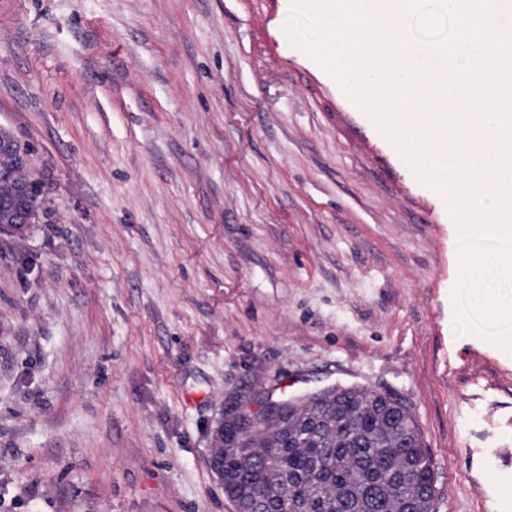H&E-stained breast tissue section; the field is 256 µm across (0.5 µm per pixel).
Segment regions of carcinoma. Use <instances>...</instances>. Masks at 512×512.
Here are the masks:
<instances>
[{"instance_id": "cac0c4a2", "label": "carcinoma", "mask_w": 512, "mask_h": 512, "mask_svg": "<svg viewBox=\"0 0 512 512\" xmlns=\"http://www.w3.org/2000/svg\"><path fill=\"white\" fill-rule=\"evenodd\" d=\"M42 183L25 201L0 181V228L24 206L41 207ZM265 492L260 512H435L431 457L411 410L366 389L340 388L288 403L248 427L224 418V495Z\"/></svg>"}]
</instances>
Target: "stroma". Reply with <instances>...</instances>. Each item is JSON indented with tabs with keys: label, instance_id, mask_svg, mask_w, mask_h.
Listing matches in <instances>:
<instances>
[{
	"label": "stroma",
	"instance_id": "35a3bbf8",
	"mask_svg": "<svg viewBox=\"0 0 512 512\" xmlns=\"http://www.w3.org/2000/svg\"><path fill=\"white\" fill-rule=\"evenodd\" d=\"M291 0H0V512H233L225 403L400 399L436 512H512V352L455 336L442 197L282 33ZM28 155L24 149L14 148V152L11 153L9 162L6 165L11 178L20 190L26 187L25 183L29 177ZM29 192L26 200L22 203L14 195V187L8 181H0V228L14 234H23L26 231V224L34 223L39 219L37 211L25 210L20 213L18 224H15V213L19 207H41L42 183L38 180L29 182Z\"/></svg>",
	"mask_w": 512,
	"mask_h": 512
}]
</instances>
